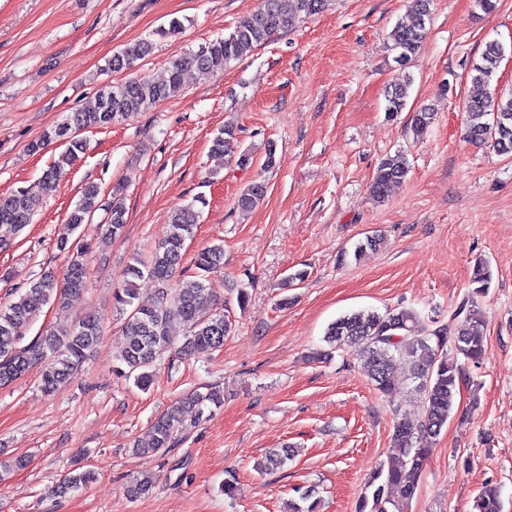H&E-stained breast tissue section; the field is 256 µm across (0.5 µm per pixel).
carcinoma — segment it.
Wrapping results in <instances>:
<instances>
[{
  "label": "carcinoma",
  "mask_w": 512,
  "mask_h": 512,
  "mask_svg": "<svg viewBox=\"0 0 512 512\" xmlns=\"http://www.w3.org/2000/svg\"><path fill=\"white\" fill-rule=\"evenodd\" d=\"M414 2L417 22L410 26L398 24L388 33L391 49L398 51L397 60L402 63L410 61L419 52L427 36L425 20L431 17L434 5V0ZM322 5L323 0H261L258 9L228 35L174 58L167 80L159 83L145 77H133L100 90L93 104L72 112L64 122L31 143V150L37 151L58 140L63 142L65 150L47 167L38 182L0 196V245L7 244L8 235L18 233L32 222L44 196L56 189L79 161L80 155L85 153L87 142L77 131L107 128L180 95L186 70L194 69L205 77L222 72L231 62L242 59L267 44L276 34L286 31L295 21L318 14ZM183 29V24L173 19L168 25L156 29L153 35L161 40L175 39ZM152 49L153 41L148 39L129 44L112 55L107 69L116 73L129 70L137 61L145 59ZM503 57V45L492 41L486 45L481 63L473 65L471 80L483 88V92L465 103L466 137L474 144L489 142L500 154H512V94L490 89ZM411 83L412 79L408 77L392 86L385 108L389 116L406 108ZM433 122L434 112L422 108L412 113L410 129L420 136ZM211 152L227 157L242 168L252 163L251 152L239 148L236 127L231 123L224 125L213 138ZM408 172V162L403 154L382 159L370 185L373 198L384 200L394 186L406 179ZM123 191L121 185L114 186L112 202L105 206L100 186L87 183L56 239L58 251L68 258L63 282L59 284L53 275L43 273L27 282L17 300L0 305V386L20 379L39 365L41 389L51 395L78 373L98 343L101 321L93 314L49 328L24 346L21 345L22 329L43 306L57 297L69 302L81 297L87 275L85 256L91 245L76 238L75 233L104 206L107 213L105 236L120 235L126 223ZM266 194L265 181L256 180L241 192L238 206L245 211L254 209L264 201ZM200 218L201 211L192 202L174 211L169 233L155 246L151 258L146 262L132 259L120 283L113 288V305L123 315L124 349L117 373L133 380L143 391L150 389L155 366L165 353L174 352V357L169 359L172 366L177 358L182 360L194 353L223 347L224 339L232 332V322L224 315V308L218 306L211 281V275L224 266L222 245H213L196 255L193 287L180 291L172 288L176 272L183 270L186 241L193 236ZM145 280L152 284V298L148 304L139 302V283ZM491 282L488 261L476 259L471 291L460 307L469 327L453 334L448 331V325L433 327L408 308L389 309L383 314L359 311L342 316L328 326L324 341L330 347L364 345L362 369L379 392L392 390L393 369L401 362L407 367L411 379L417 382L416 391L424 401L421 417L396 420L387 459L371 475L358 512H405L415 497L429 457V444L447 426L464 380L459 359L477 363L485 354V337L477 331L483 313L476 298L488 292ZM174 318L189 328L179 344L168 334V323ZM223 404L224 391L217 386L187 394L154 418L149 442L134 445V453L164 455L188 427L186 410L193 408L200 417L205 411L211 412ZM296 455L297 449L288 446L270 451L257 462L256 469L262 474L271 473L287 466ZM94 480L92 470L78 466L60 480L54 495L63 497ZM156 483V475L143 473L127 486L126 495L137 500L151 493ZM316 506L312 494L306 491L300 495V501L288 503V512H315ZM472 509L473 512H503L499 487L482 485L473 499Z\"/></svg>",
  "instance_id": "obj_1"
}]
</instances>
